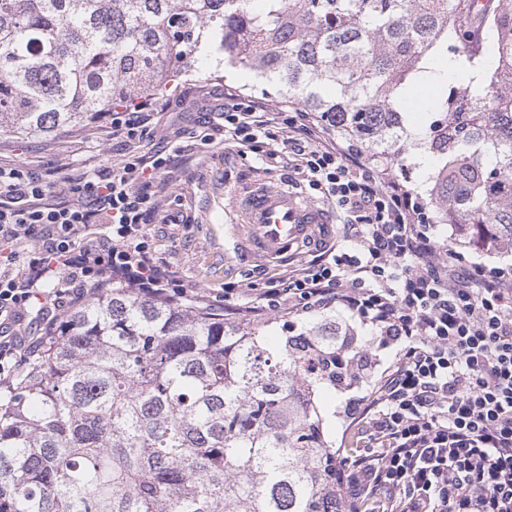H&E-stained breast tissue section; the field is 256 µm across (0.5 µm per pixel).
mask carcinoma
Instances as JSON below:
<instances>
[{
    "label": "carcinoma",
    "instance_id": "cac0c4a2",
    "mask_svg": "<svg viewBox=\"0 0 512 512\" xmlns=\"http://www.w3.org/2000/svg\"><path fill=\"white\" fill-rule=\"evenodd\" d=\"M0 0V130L79 131L224 53L388 166L439 160L437 222L512 242V0ZM471 31L491 62L458 78L419 138L409 90ZM336 320L266 339L114 288L69 311L0 395V512H344L334 417L349 390Z\"/></svg>",
    "mask_w": 512,
    "mask_h": 512
}]
</instances>
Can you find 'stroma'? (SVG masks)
<instances>
[{
    "label": "stroma",
    "mask_w": 512,
    "mask_h": 512,
    "mask_svg": "<svg viewBox=\"0 0 512 512\" xmlns=\"http://www.w3.org/2000/svg\"><path fill=\"white\" fill-rule=\"evenodd\" d=\"M242 73V68L225 67L224 55L219 51L195 61L188 81L159 91L158 97L166 110L157 115L158 129L139 144V152L152 155L167 150L163 128H196L205 115V103L211 96L223 93L225 87L277 103L271 87L251 78L243 79ZM215 138L213 145H195L172 158V173L161 192L162 215L146 225L144 231L158 256L185 287L206 293L219 310L224 305L225 284L244 280L249 271L237 256L231 239L237 219L231 206L233 190L261 178L285 182L298 192L304 191L305 186L292 177L287 160L264 163L224 144L223 131H216ZM123 152V144L112 136L111 120L105 112L87 123L77 136L57 131L47 136L20 138L0 131V166H21L38 175L52 174L59 192L64 190L67 178L87 162L106 163ZM437 164L436 158L411 149L393 164L392 171L406 179L414 194L423 197ZM167 215L179 216V223H164Z\"/></svg>",
    "instance_id": "1"
}]
</instances>
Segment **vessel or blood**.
<instances>
[{"mask_svg":"<svg viewBox=\"0 0 512 512\" xmlns=\"http://www.w3.org/2000/svg\"><path fill=\"white\" fill-rule=\"evenodd\" d=\"M242 221L236 249L246 259L286 260L301 247H318L336 235V217L301 194L275 183H254L236 193Z\"/></svg>","mask_w":512,"mask_h":512,"instance_id":"obj_1","label":"vessel or blood"}]
</instances>
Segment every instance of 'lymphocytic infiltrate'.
<instances>
[{"instance_id":"lymphocytic-infiltrate-1","label":"lymphocytic infiltrate","mask_w":512,"mask_h":512,"mask_svg":"<svg viewBox=\"0 0 512 512\" xmlns=\"http://www.w3.org/2000/svg\"><path fill=\"white\" fill-rule=\"evenodd\" d=\"M162 110L153 96L114 110L127 153L70 177L60 195L46 176L0 167V388L91 293L206 303L141 234L160 211L170 159L134 148ZM221 117L225 142L264 159L288 154L343 216L341 241L287 276L229 284L225 318L340 308L372 329V353H395L383 381L348 404L364 448L338 460L343 504L512 512V266L439 245L423 201L315 113L228 88Z\"/></svg>"}]
</instances>
